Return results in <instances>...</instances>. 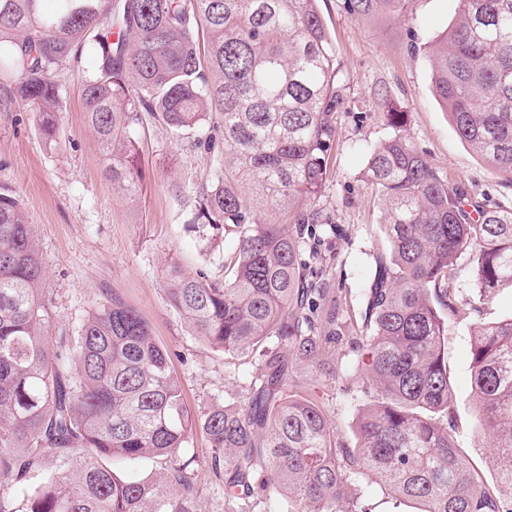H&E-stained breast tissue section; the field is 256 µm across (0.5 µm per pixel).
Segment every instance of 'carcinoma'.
I'll return each mask as SVG.
<instances>
[{
    "label": "carcinoma",
    "instance_id": "cac0c4a2",
    "mask_svg": "<svg viewBox=\"0 0 512 512\" xmlns=\"http://www.w3.org/2000/svg\"><path fill=\"white\" fill-rule=\"evenodd\" d=\"M0 0V73L59 145L55 75L88 54L83 106L123 195L143 181L133 136L143 113L178 137L209 125L222 148L198 190L197 229L224 238L223 278L167 274L170 305L223 354L259 356L245 401L201 420L186 408L168 352L136 308L114 295L74 337L51 340L46 274L21 201L0 192V512H197L182 457L201 427L224 458V512L285 496L301 512H366L347 470L375 475L420 512H512V317L477 327L472 390L500 485L460 457L444 336L448 281L469 255L477 304L512 282V208L491 207L442 178L405 134L373 148L363 178L385 206L388 248L372 253L361 295L362 384L381 394L336 442L325 412L288 394L282 350L320 371L344 335V299L325 274L318 224L304 203L327 180L344 107L336 49L318 0ZM402 0H349L362 17ZM207 34L202 65L200 32ZM433 92L458 138L512 187V0H459L429 45ZM51 457L55 469L44 473ZM149 459L125 481L107 460Z\"/></svg>",
    "mask_w": 512,
    "mask_h": 512
}]
</instances>
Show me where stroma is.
I'll use <instances>...</instances> for the list:
<instances>
[{"label": "stroma", "instance_id": "stroma-1", "mask_svg": "<svg viewBox=\"0 0 512 512\" xmlns=\"http://www.w3.org/2000/svg\"><path fill=\"white\" fill-rule=\"evenodd\" d=\"M457 6L458 0H406L400 14L379 10L357 17L347 0H320L344 73L346 104L336 118L327 181L308 207L323 223L344 227V237L324 238L321 249L330 260L328 273L352 293L363 286L371 254L387 244L379 197L360 174L371 149L394 130L388 113H401L402 132L440 175L464 183L478 200L512 207V190L459 140L432 91L428 45L455 21ZM92 66L85 55L58 77L62 141L53 150L45 147L36 114L13 80L0 78V188L17 195L35 226L47 271L50 332L75 335L94 306L118 295L150 323L194 415L241 403L257 374V358L216 352L192 336L166 293L170 261L194 276L215 279L222 273L221 254L205 252L190 224L198 206L196 189L214 169L216 155L205 145L210 131L202 126L177 138L160 119L144 115L137 128L143 190L137 200L126 199L107 178L86 123L82 81ZM450 286L454 311L445 346L455 398L454 440L460 455L492 487L497 474L488 440L478 433L470 347L477 323L512 316V284L500 285L477 316L470 312L476 291L469 257L457 261ZM329 353L326 375L288 356V383L325 410L339 441L351 447L356 420L377 395L359 378L366 358L353 337L339 338ZM185 458L199 512H224V476L215 470V451L203 432H195ZM352 486L373 512H412V504L399 501L369 472L353 478Z\"/></svg>", "mask_w": 512, "mask_h": 512}]
</instances>
